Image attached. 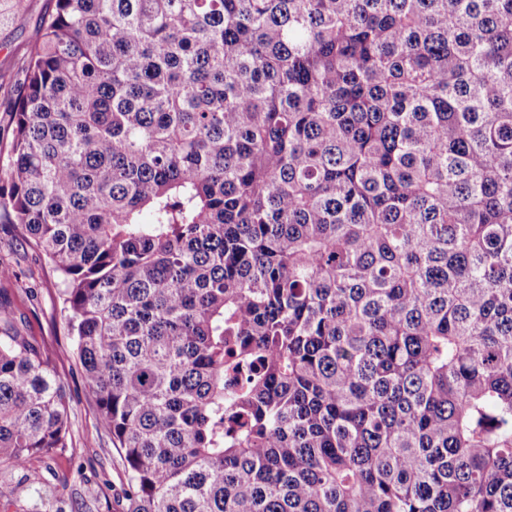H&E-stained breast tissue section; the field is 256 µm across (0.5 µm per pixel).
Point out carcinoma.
Returning <instances> with one entry per match:
<instances>
[{
    "label": "carcinoma",
    "mask_w": 512,
    "mask_h": 512,
    "mask_svg": "<svg viewBox=\"0 0 512 512\" xmlns=\"http://www.w3.org/2000/svg\"><path fill=\"white\" fill-rule=\"evenodd\" d=\"M24 72L0 223L127 512H512V0H54ZM0 322L38 484L71 400ZM1 261L22 273L17 281L0 280V304L15 317L22 334L33 336L49 351L68 347L66 321L58 303L60 281L42 256L16 234L13 224H0Z\"/></svg>",
    "instance_id": "cac0c4a2"
}]
</instances>
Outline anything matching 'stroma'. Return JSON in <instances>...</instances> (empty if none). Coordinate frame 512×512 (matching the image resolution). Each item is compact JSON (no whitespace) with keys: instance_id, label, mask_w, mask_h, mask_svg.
I'll return each mask as SVG.
<instances>
[{"instance_id":"stroma-1","label":"stroma","mask_w":512,"mask_h":512,"mask_svg":"<svg viewBox=\"0 0 512 512\" xmlns=\"http://www.w3.org/2000/svg\"><path fill=\"white\" fill-rule=\"evenodd\" d=\"M54 0H25L21 11L0 21V126H7L21 94V66L29 52V36ZM20 270L17 280H0V307L15 317L23 335L48 350L68 347L66 321L60 311L61 287L42 256L18 236L13 225L0 224V262ZM66 384L73 411L72 447L50 464L42 483L27 482L22 471H1L0 482L15 488L7 512H123L127 476L107 431L94 411V398L74 359L55 361Z\"/></svg>"}]
</instances>
